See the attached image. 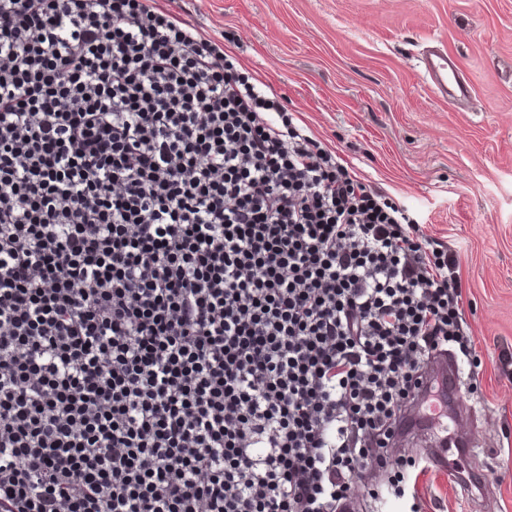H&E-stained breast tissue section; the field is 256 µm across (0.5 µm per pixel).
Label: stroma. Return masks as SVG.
<instances>
[{
    "mask_svg": "<svg viewBox=\"0 0 512 512\" xmlns=\"http://www.w3.org/2000/svg\"><path fill=\"white\" fill-rule=\"evenodd\" d=\"M223 41L361 178L415 214L461 270L478 377L459 363L444 432L410 429L367 466L348 512H512V0H172ZM441 41L476 98L457 112L429 90L419 53ZM473 435L470 456L455 444ZM445 454V469L433 467ZM401 497L372 499L406 460Z\"/></svg>",
    "mask_w": 512,
    "mask_h": 512,
    "instance_id": "35a3bbf8",
    "label": "stroma"
}]
</instances>
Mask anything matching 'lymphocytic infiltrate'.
<instances>
[{"label": "lymphocytic infiltrate", "instance_id": "f902f5d3", "mask_svg": "<svg viewBox=\"0 0 512 512\" xmlns=\"http://www.w3.org/2000/svg\"><path fill=\"white\" fill-rule=\"evenodd\" d=\"M463 304L220 40L0 0V512H346Z\"/></svg>", "mask_w": 512, "mask_h": 512}]
</instances>
